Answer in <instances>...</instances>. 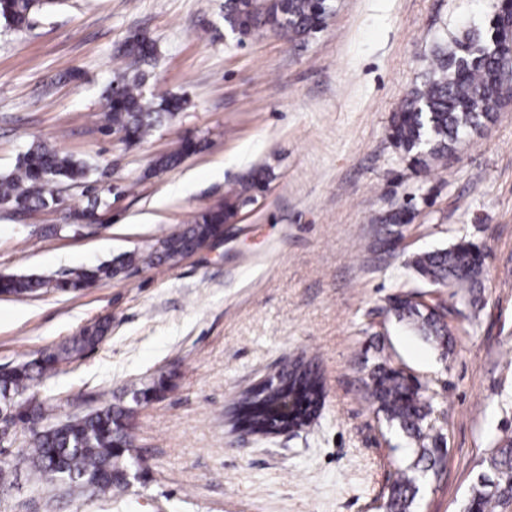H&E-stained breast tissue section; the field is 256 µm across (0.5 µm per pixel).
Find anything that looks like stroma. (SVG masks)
I'll list each match as a JSON object with an SVG mask.
<instances>
[{
	"label": "stroma",
	"mask_w": 512,
	"mask_h": 512,
	"mask_svg": "<svg viewBox=\"0 0 512 512\" xmlns=\"http://www.w3.org/2000/svg\"><path fill=\"white\" fill-rule=\"evenodd\" d=\"M224 2L63 0L25 31L0 21V172L44 140L90 165L104 202L101 226L79 231L70 215L88 197L78 186L62 187L56 209L0 208V275L56 279L145 251L252 169L270 173L223 241L177 265L133 266L76 294L0 296V366L110 322L101 344L45 380L61 413L167 382L135 408L123 492L105 502L20 473L0 491V512H379L411 453L364 391L363 363L379 355L427 388L447 439L442 480L424 489L420 512H463L495 440L512 435V97L425 171L388 133L437 38L487 24L499 0H336L306 43L270 32L239 41ZM133 33L157 47L144 95L187 104L129 147L102 112ZM185 140L198 151L149 173ZM406 203L414 221L386 249L379 219ZM35 224L58 233L32 234ZM461 236L486 254L484 289L476 312L451 322L444 359L385 309L417 287L412 253ZM297 359L322 375L318 417L247 436L233 402Z\"/></svg>",
	"instance_id": "35a3bbf8"
}]
</instances>
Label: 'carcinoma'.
Returning a JSON list of instances; mask_svg holds the SVG:
<instances>
[{
  "label": "carcinoma",
  "instance_id": "carcinoma-1",
  "mask_svg": "<svg viewBox=\"0 0 512 512\" xmlns=\"http://www.w3.org/2000/svg\"><path fill=\"white\" fill-rule=\"evenodd\" d=\"M57 0H0V18L16 31L30 26L31 16ZM332 12L331 0H226L224 22L239 41L267 29L288 42H305L325 30ZM504 25L495 9L488 25L467 28L451 39L437 42L424 73L393 113L389 136L394 146L409 157L412 166L426 170L454 153L463 138L483 129L494 119L504 101L500 79L505 67L499 51ZM155 44L144 34L133 33L121 44L127 62L106 91L104 119L107 128L132 146L156 127L172 121L183 109L180 97L147 98L141 91L139 67L154 59ZM196 145L183 141L159 156L154 166L164 170L178 166ZM85 162L45 142L32 144L14 170L0 173V205L31 213L58 207L59 184H82L93 194L88 206L76 213L93 219L101 205L96 188L85 184ZM266 171L251 172L230 188L224 204L196 215L183 228L165 236L146 254L125 253L108 263L72 270L54 281L41 276H0V295H32L44 288L79 292L101 279L113 278L136 264L174 263L183 254L201 249L217 233L224 220L263 192ZM414 211L405 205L389 212L382 223L385 233L409 224ZM485 253L464 238L446 248L415 254L409 267L424 288H450L448 315H463L462 307L477 303L482 288ZM389 312L404 322L446 357L453 349L448 323L428 314L410 299L396 297ZM110 322L99 321L53 351L38 352L13 366L0 367V485L9 470L24 468L37 484L60 482L80 491L112 499V492L128 484L127 453L132 447L133 408L107 403L84 414L55 415L57 399L42 392L44 380L62 363L80 357L106 337ZM278 386L243 394L234 409H246L257 433L268 427L303 426L319 411L324 397L317 367L299 363L281 369ZM364 387L386 420L397 425L413 443L407 463L398 468L381 509L383 512H418L424 483L442 479L446 440L433 431V397L415 379L379 360L368 370ZM165 390L164 380L132 391L135 403L149 402ZM28 434L26 446L13 449L18 432ZM485 472L472 487L464 512H496L512 500V436L496 440L484 460Z\"/></svg>",
  "mask_w": 512,
  "mask_h": 512
}]
</instances>
